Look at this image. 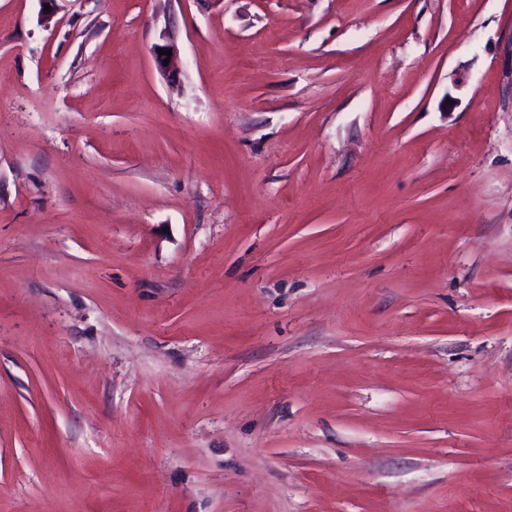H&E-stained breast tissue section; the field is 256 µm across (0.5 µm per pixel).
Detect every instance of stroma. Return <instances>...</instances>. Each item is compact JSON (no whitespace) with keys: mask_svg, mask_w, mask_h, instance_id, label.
Returning <instances> with one entry per match:
<instances>
[{"mask_svg":"<svg viewBox=\"0 0 512 512\" xmlns=\"http://www.w3.org/2000/svg\"><path fill=\"white\" fill-rule=\"evenodd\" d=\"M55 6L0 0V512H512V0Z\"/></svg>","mask_w":512,"mask_h":512,"instance_id":"obj_1","label":"stroma"}]
</instances>
